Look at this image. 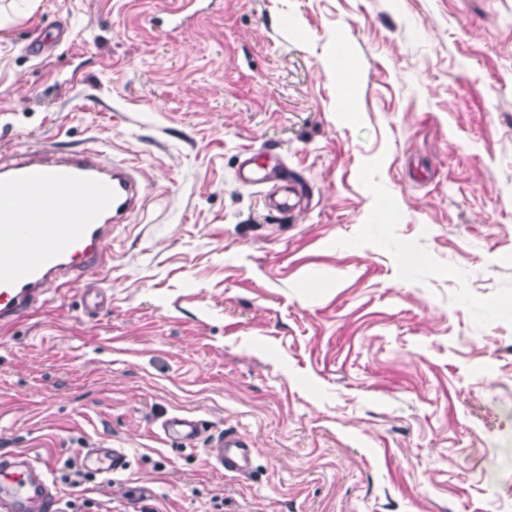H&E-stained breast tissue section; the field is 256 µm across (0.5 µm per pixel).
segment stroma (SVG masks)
Segmentation results:
<instances>
[{
	"instance_id": "stroma-1",
	"label": "stroma",
	"mask_w": 512,
	"mask_h": 512,
	"mask_svg": "<svg viewBox=\"0 0 512 512\" xmlns=\"http://www.w3.org/2000/svg\"><path fill=\"white\" fill-rule=\"evenodd\" d=\"M180 5L39 0L0 33V158L98 148L142 185L99 271L0 326V453L85 512H512V0ZM265 149L308 211L237 183ZM227 430L249 475L205 453ZM99 443L128 470L70 485ZM163 434L181 447H193L201 433V423L192 415L173 414L160 424Z\"/></svg>"
}]
</instances>
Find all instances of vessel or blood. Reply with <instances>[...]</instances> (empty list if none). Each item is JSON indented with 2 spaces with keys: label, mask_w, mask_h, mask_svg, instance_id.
I'll return each instance as SVG.
<instances>
[{
  "label": "vessel or blood",
  "mask_w": 512,
  "mask_h": 512,
  "mask_svg": "<svg viewBox=\"0 0 512 512\" xmlns=\"http://www.w3.org/2000/svg\"><path fill=\"white\" fill-rule=\"evenodd\" d=\"M236 180L243 186L287 183L279 156L244 154ZM139 204L135 169L113 163L104 151L44 148L0 161V324L45 305L50 290L75 282L100 266L114 225ZM182 447L201 433L191 415L174 414L160 424ZM217 468L236 475L251 469V442L234 431L207 451ZM87 472L112 475L127 469L122 448H88L80 457ZM57 494L47 471L28 452L0 453V512H56Z\"/></svg>",
  "instance_id": "b4317fda"
}]
</instances>
